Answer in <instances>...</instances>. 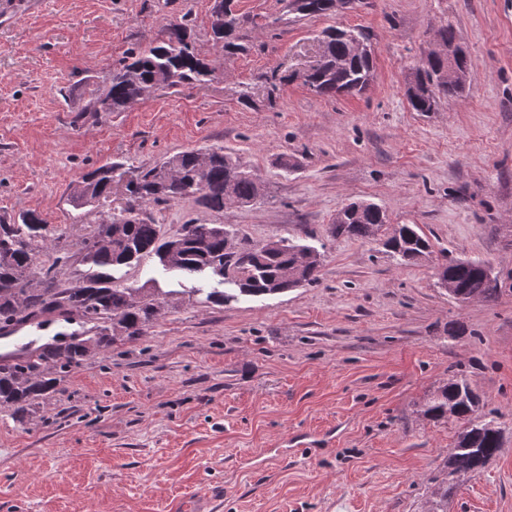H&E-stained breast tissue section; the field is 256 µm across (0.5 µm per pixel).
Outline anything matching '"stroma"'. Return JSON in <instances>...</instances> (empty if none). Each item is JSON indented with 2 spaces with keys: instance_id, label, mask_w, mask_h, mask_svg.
<instances>
[{
  "instance_id": "35a3bbf8",
  "label": "stroma",
  "mask_w": 512,
  "mask_h": 512,
  "mask_svg": "<svg viewBox=\"0 0 512 512\" xmlns=\"http://www.w3.org/2000/svg\"><path fill=\"white\" fill-rule=\"evenodd\" d=\"M212 6L0 0V222L35 210L87 233L124 204L74 210L67 197L87 171L220 147L260 174L263 199L156 206L165 234L197 221L287 238L320 252L318 278L217 305L204 301L216 283L157 258L116 270L130 288L155 279L170 302L145 336L71 373L37 420L0 412V512H194L207 490L211 512H426L460 425L419 410L460 370L503 445L460 479L448 512H512V0H355L301 18L288 0H237L249 49L229 57L212 45ZM184 16L214 81L83 111L108 66ZM443 24L470 56L465 93L412 111L410 68ZM330 26L371 34L363 95L320 96L300 78ZM352 202L417 225L429 258L402 266L378 242L335 236ZM454 259L490 265L498 298H450L435 269Z\"/></svg>"
}]
</instances>
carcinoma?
Returning <instances> with one entry per match:
<instances>
[{
	"label": "carcinoma",
	"mask_w": 512,
	"mask_h": 512,
	"mask_svg": "<svg viewBox=\"0 0 512 512\" xmlns=\"http://www.w3.org/2000/svg\"><path fill=\"white\" fill-rule=\"evenodd\" d=\"M293 12L303 17L326 16L336 0H294ZM244 17L233 0H215L211 36L226 55L248 49ZM324 53L305 84L321 96H356L374 80L370 36L362 28L322 31ZM448 58L434 55L424 67L421 93L408 100L415 112H435L459 98L465 85L441 82ZM215 67L201 56L191 36L189 20L162 26L154 40L129 52L109 69L90 92L83 112H99L107 105L121 112L150 97L160 88L202 85ZM122 177L116 165H103L82 176L69 195V205L79 210L89 198L102 205L109 201L113 181ZM126 206L112 212L104 230L98 225L82 238L79 252L69 249L66 232L49 233L34 211L18 224H0V251L10 253L0 263V330L15 322L41 324L54 316L86 326L82 333L66 334L28 354L15 364H0V412L25 421L36 416L41 400L53 395L60 382L95 353L118 341L146 334L167 301L154 288H128L117 283L113 270L132 266L146 256L172 261L177 270L195 275L208 272L232 282L236 292L209 293L206 302L224 304L237 295L262 296L287 292L317 280L319 268L308 260L314 248L280 238L261 246L224 224L182 226L171 236L162 233L151 207L193 198L203 207L221 211L228 202L250 204L263 195L260 175L243 169L222 148L193 149L177 153L141 170L124 186ZM344 219L334 220L333 233L364 240L385 237L384 246L401 265L420 262L431 253L429 240L413 224L389 228L388 215L374 203L353 202L343 208ZM90 264L94 271L74 276L76 264ZM482 263L455 260L443 265L442 277L467 295L491 300L498 286L481 272ZM481 396L469 379L454 374L420 409L430 421L454 420L462 426L448 459L433 487L427 512H448V497L459 478L479 473L502 448L503 431L493 412L477 414Z\"/></svg>",
	"instance_id": "1"
}]
</instances>
